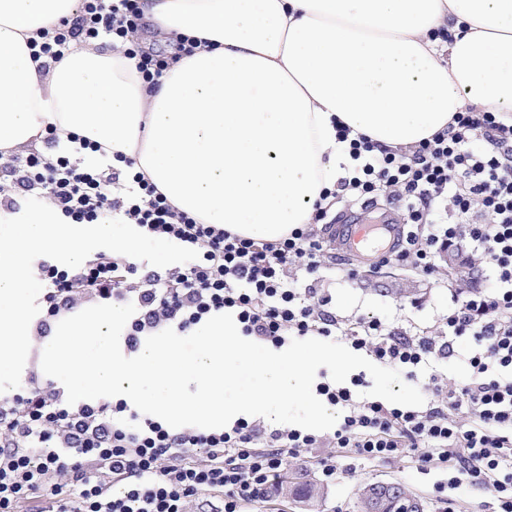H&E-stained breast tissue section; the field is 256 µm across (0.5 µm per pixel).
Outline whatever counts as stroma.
I'll return each mask as SVG.
<instances>
[{
  "instance_id": "35a3bbf8",
  "label": "stroma",
  "mask_w": 512,
  "mask_h": 512,
  "mask_svg": "<svg viewBox=\"0 0 512 512\" xmlns=\"http://www.w3.org/2000/svg\"><path fill=\"white\" fill-rule=\"evenodd\" d=\"M317 231L326 241L317 285L331 297V307L343 321L374 318L387 329L407 336H442L448 331L451 291L463 290L474 282L486 288L494 285L491 268L476 259L469 264V278L461 281L449 280L444 262L432 276L423 275L410 265L373 268L359 255L343 254L329 226H318ZM470 350V339L458 338L452 356L432 363L428 374L420 375L417 387H424L432 373L451 385L464 382L469 376ZM347 462L348 471L335 485L324 488L314 512H357L360 487L381 480L399 482L422 501L426 512L488 510V494L472 486H461L452 490L450 498H442L436 485L445 480V473L418 469L410 460H363L351 456Z\"/></svg>"
}]
</instances>
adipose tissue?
I'll return each mask as SVG.
<instances>
[{"label":"adipose tissue","mask_w":512,"mask_h":512,"mask_svg":"<svg viewBox=\"0 0 512 512\" xmlns=\"http://www.w3.org/2000/svg\"><path fill=\"white\" fill-rule=\"evenodd\" d=\"M192 55L149 88L111 39L38 71L32 43L81 0H0V151L48 127L135 162L179 209L257 240L310 223L350 166L340 127L390 149L455 112H512V0H140Z\"/></svg>","instance_id":"1"}]
</instances>
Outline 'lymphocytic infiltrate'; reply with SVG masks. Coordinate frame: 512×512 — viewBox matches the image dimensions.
<instances>
[{"label":"lymphocytic infiltrate","instance_id":"obj_1","mask_svg":"<svg viewBox=\"0 0 512 512\" xmlns=\"http://www.w3.org/2000/svg\"><path fill=\"white\" fill-rule=\"evenodd\" d=\"M141 21L139 0H83L77 18L42 31L39 52L57 61L90 38H128ZM339 137L349 140L356 166L323 189V198L352 196L365 204L386 193L406 204L403 242L380 264H409L430 275L442 252L465 241L492 267L495 288L456 294L447 336H406L374 319L344 322L320 289L290 287L294 270L312 275L321 267L326 243L315 225L327 217L326 207L316 206L312 223L275 241L232 234L176 208L132 166H114L107 157L85 166L83 154L99 146L76 137L51 159L34 151L1 162L0 180L10 192L0 205L16 206L24 195L50 201L77 224L119 216L199 257L162 271L111 252L76 269L39 261L45 308L38 334L85 306L131 303L136 311L125 344L133 352L145 337L168 328L182 334L230 309L259 342L341 339L409 378L469 336V380L451 388L430 376L437 401L423 410L357 403L351 389L323 382L318 394L347 410L332 432L243 419L217 432L175 431L140 418L121 400L68 404L55 381L33 370L22 393L0 402V512H18L29 500L43 501V512H191L212 493L220 496L214 512H262L288 461L319 448L328 451L318 461L326 485L339 474V449L372 460L413 457L421 468L448 473L450 488L466 483L488 491L492 512H512V121L468 108L406 150L346 128ZM201 448L207 460H198Z\"/></svg>","mask_w":512,"mask_h":512}]
</instances>
